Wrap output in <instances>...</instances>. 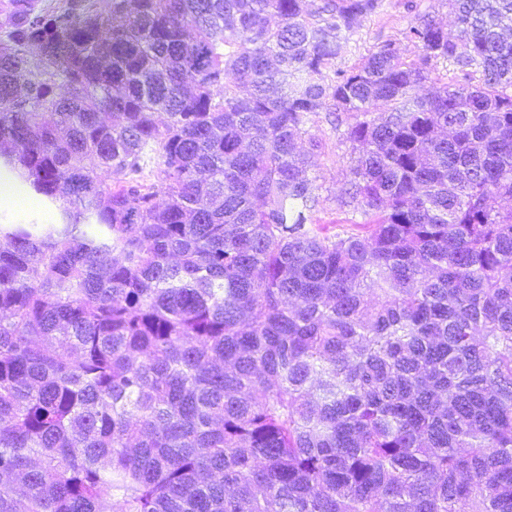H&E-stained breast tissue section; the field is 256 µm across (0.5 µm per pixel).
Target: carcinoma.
<instances>
[{
    "label": "carcinoma",
    "instance_id": "1",
    "mask_svg": "<svg viewBox=\"0 0 512 512\" xmlns=\"http://www.w3.org/2000/svg\"><path fill=\"white\" fill-rule=\"evenodd\" d=\"M449 2L338 70L380 0H0V167L60 217L0 224V512H512V0ZM427 70L429 71V79L424 86L425 92L441 88L447 82L460 80L459 74L443 59L431 60ZM340 131H336L324 115L316 120L310 132L320 140L322 147L310 157L309 172L316 177V184L321 188L318 193L320 202L314 213L317 228L330 236L343 232H360V224H351L352 219L360 220L353 214L352 207L343 206L341 192L349 173L350 146L342 143Z\"/></svg>",
    "mask_w": 512,
    "mask_h": 512
}]
</instances>
